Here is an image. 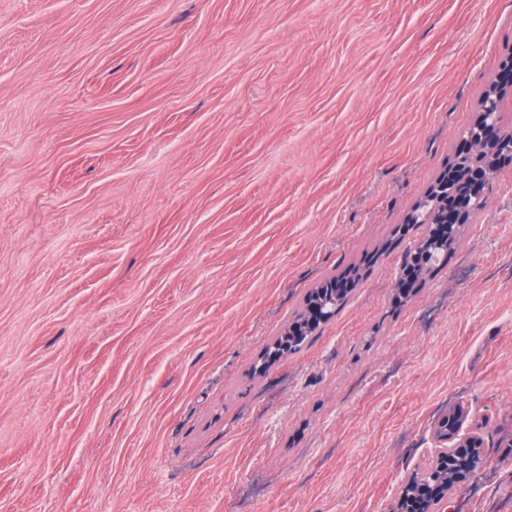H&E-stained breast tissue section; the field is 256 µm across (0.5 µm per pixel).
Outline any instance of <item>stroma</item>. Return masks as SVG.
I'll use <instances>...</instances> for the list:
<instances>
[{
	"mask_svg": "<svg viewBox=\"0 0 512 512\" xmlns=\"http://www.w3.org/2000/svg\"><path fill=\"white\" fill-rule=\"evenodd\" d=\"M511 54L512 0H0V512H382L457 401L512 512L511 162L393 289ZM448 253L447 240L428 234L415 241L403 257V269L423 264V273L431 272L444 264ZM335 280L336 279L329 282L325 281L310 291L306 297L305 308L301 311H297L292 320L287 322L280 333L274 337L270 347V351L275 350L274 352H276L273 355L277 354V352L283 348H286L288 352H296L302 347L307 339L316 332L319 325L309 324L307 321L306 308L310 304H313L314 301L325 298L327 288H329ZM321 291L323 292L322 296L319 295V292ZM270 351L265 354L266 358L261 364V371H266L272 364V361L270 360Z\"/></svg>",
	"mask_w": 512,
	"mask_h": 512,
	"instance_id": "35a3bbf8",
	"label": "stroma"
}]
</instances>
